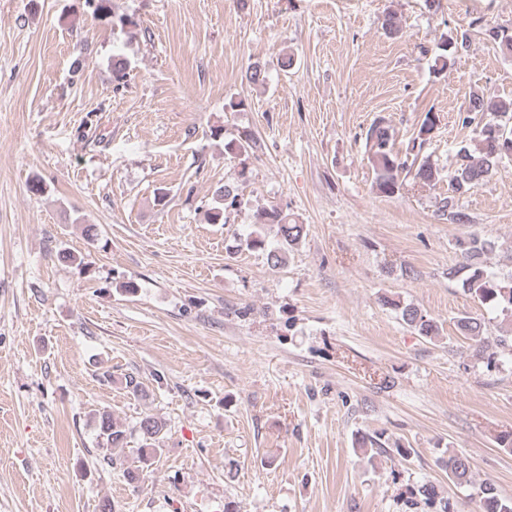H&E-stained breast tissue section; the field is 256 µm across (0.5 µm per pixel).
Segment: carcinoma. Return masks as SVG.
<instances>
[{"label":"carcinoma","instance_id":"1","mask_svg":"<svg viewBox=\"0 0 512 512\" xmlns=\"http://www.w3.org/2000/svg\"><path fill=\"white\" fill-rule=\"evenodd\" d=\"M487 36L497 43L502 52L512 55V32L503 29L488 28ZM469 30H455L441 37L437 48L439 54L435 62L439 71L454 67L462 54L469 47ZM512 112V100L505 101L486 97L473 92L459 110L461 124L473 128L476 133L475 148L463 147L459 150V162L452 176L449 177L450 192L437 203V216L452 224H465L468 217L457 209L460 196L474 190L481 182L495 174L504 159L512 157V130L507 124L484 120L487 114L505 117ZM436 127V116L433 111L425 112L419 126L412 148H421ZM368 160L376 173V187L386 195L399 193L404 186V176L413 175V179L435 186L441 181L438 168L427 160L418 161V155L407 153L403 156L395 151L393 134L384 119L375 120L366 133ZM257 148V141L251 137L231 139L224 143V151L234 154L243 165L240 175H245L246 160ZM236 205V196L227 188L216 191L214 204L206 212V220L210 224H219L224 220L227 208ZM277 226L276 241L268 240L265 225ZM307 235L306 226L288 218L278 209L263 211L256 222L255 228L240 241L239 247L248 251H261L266 254L267 261L276 267L285 263L290 255ZM461 251L462 262L448 270V279L461 281L464 291L476 297L482 304L499 312L509 320L507 328L495 337V346L512 354V275L497 276L485 268L481 261L482 255L493 250L496 243L470 234L457 240ZM386 304L399 311L402 322L413 329L418 335L433 340L441 335V326L429 318L412 303L404 304L388 299ZM455 326L458 333L473 343L476 352L482 353L489 347L485 336V324L480 319L463 314L456 318ZM93 421L106 450L123 448L132 433L139 435L141 444L136 460L126 469L129 480L139 481L150 472L155 462L160 445L165 437V422L154 415L146 414L133 426L117 420L112 412L100 409L93 414ZM440 465L448 474V478L458 487H473L480 498L482 512H512V496L503 495L496 484L490 479L477 481L476 475L467 457L448 451L441 458Z\"/></svg>","mask_w":512,"mask_h":512}]
</instances>
